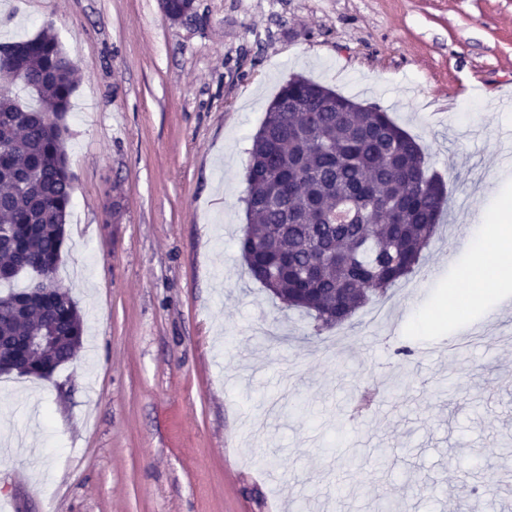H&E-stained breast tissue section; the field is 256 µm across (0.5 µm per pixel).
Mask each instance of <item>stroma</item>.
<instances>
[{"mask_svg": "<svg viewBox=\"0 0 512 512\" xmlns=\"http://www.w3.org/2000/svg\"><path fill=\"white\" fill-rule=\"evenodd\" d=\"M195 5L175 22L159 0H0V45L47 28L74 66L56 284L85 322L52 376L0 375V500L502 512L512 305L430 317L469 263L467 226L512 198V0ZM294 75L388 112L448 191L416 271L319 336L237 246L252 139ZM365 388L376 403L351 419Z\"/></svg>", "mask_w": 512, "mask_h": 512, "instance_id": "35a3bbf8", "label": "stroma"}]
</instances>
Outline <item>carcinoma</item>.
Here are the masks:
<instances>
[{
    "instance_id": "carcinoma-1",
    "label": "carcinoma",
    "mask_w": 512,
    "mask_h": 512,
    "mask_svg": "<svg viewBox=\"0 0 512 512\" xmlns=\"http://www.w3.org/2000/svg\"><path fill=\"white\" fill-rule=\"evenodd\" d=\"M190 0H165L183 20ZM57 39L44 32L0 45V228L19 248L0 245V283L38 266L55 281L72 199L63 130L48 115L69 111L74 69ZM23 72L40 107L12 97ZM272 161L281 183L246 174L249 224L238 238L247 272L289 307L324 328L348 320L413 273L445 209V184L427 173L423 148L388 113L307 78L290 79L253 137L248 167ZM53 327L58 341L44 365L71 361L84 321L67 292L40 297L18 314L0 302V363L27 362L19 341Z\"/></svg>"
}]
</instances>
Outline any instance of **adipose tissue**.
Listing matches in <instances>:
<instances>
[{"instance_id": "ef3b65f1", "label": "adipose tissue", "mask_w": 512, "mask_h": 512, "mask_svg": "<svg viewBox=\"0 0 512 512\" xmlns=\"http://www.w3.org/2000/svg\"><path fill=\"white\" fill-rule=\"evenodd\" d=\"M495 233L483 241L482 225L471 226L467 242L471 261L459 282L449 284L448 300L441 316L455 318L461 306L479 303L486 295L497 293L505 280L512 278V204L504 203L494 214Z\"/></svg>"}]
</instances>
